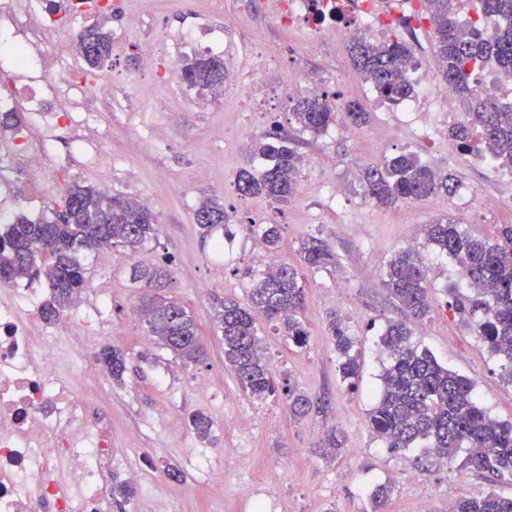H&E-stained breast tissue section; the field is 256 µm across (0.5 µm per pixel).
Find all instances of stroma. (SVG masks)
<instances>
[{"label":"stroma","mask_w":512,"mask_h":512,"mask_svg":"<svg viewBox=\"0 0 512 512\" xmlns=\"http://www.w3.org/2000/svg\"><path fill=\"white\" fill-rule=\"evenodd\" d=\"M124 2V11L97 18L105 29L126 33L103 70L112 83V104L88 123L58 122L50 149L59 162L51 174L59 191L47 201L58 208L69 186L94 187L102 180L110 183L112 195L155 201L156 240L133 255L111 248L106 265L97 254L82 255L87 283L72 312L96 339L59 345L68 365L97 366L107 346L126 356L123 383L101 375L89 407L109 428L117 472L142 475L133 497L116 503L113 512H253L269 481L278 493L268 512H371L369 490L388 480L395 484L389 512H410L421 495L430 512H448L449 502L491 487L511 497L512 481L492 486L483 475L460 473L457 465L425 456L423 449L385 448L372 435L367 416L382 370L378 338L388 321L403 316L381 274L397 250L414 246L428 255L431 268L430 311L415 328L417 341L440 363L474 381L492 417L512 423V383L504 380L500 360L489 353L472 321L449 310L454 267L423 235L426 224L445 217L472 236L494 239L499 225L512 224V171L462 163L447 125L429 141L405 127L400 113L378 111L348 41L325 42L298 55L303 35L284 28L257 0H224L221 16L209 13L203 0ZM129 12L144 15L142 28L126 30ZM228 14L250 18L252 33L225 29ZM204 23L225 29L224 65L242 80L256 69L270 90L296 79L327 93L337 106L356 100L372 114L356 140L330 131L295 133V147L307 164L299 173L304 191L290 202L243 197L235 189L252 140L273 122H286L287 101L272 98L258 106L244 83L230 95L189 86L174 72L185 57L174 45L162 49L153 72L140 70L152 28L175 36ZM403 152L422 158L434 153L461 187L493 197L495 210L480 215L465 204L439 207L431 200L378 205L366 194L360 172ZM332 182L345 188V203L337 209L324 195ZM207 197L223 204L235 235L231 249L220 254L202 239L195 221V210ZM254 223L280 225L279 261L297 263L302 241L312 236L336 255L335 266L305 274L307 346L289 345L264 326L275 392L262 400L242 391L225 368L224 347L213 328L224 300H244L242 271L264 265L262 243L250 229ZM164 262L172 273L165 294L194 316L207 346L204 363L185 366L158 348L133 312L141 290L131 279L132 267ZM333 312L358 340L361 371L353 390L338 376L327 333ZM290 387L314 402L304 418H294L288 408L284 393ZM197 411L213 422L208 437H198L190 427L189 417ZM331 432L343 446L327 455L322 441ZM217 479L224 485L219 498L210 492Z\"/></svg>","instance_id":"35a3bbf8"}]
</instances>
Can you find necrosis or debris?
<instances>
[{
    "label": "necrosis or debris",
    "mask_w": 512,
    "mask_h": 512,
    "mask_svg": "<svg viewBox=\"0 0 512 512\" xmlns=\"http://www.w3.org/2000/svg\"><path fill=\"white\" fill-rule=\"evenodd\" d=\"M418 0H266L289 30L321 40L360 34L377 42L389 25L415 33L411 6ZM97 0H0V25L20 32L16 65L33 73L25 84L0 73V113L30 116L15 150L0 158V191L11 189L22 170L38 193L47 190L52 168L46 123L72 119V100L81 98L85 116L108 105L112 87L81 69L74 37L62 36L60 16L76 20L97 15ZM409 80L413 93L398 109L433 129L439 99H452L439 83L434 56L418 54ZM35 297L27 288L0 291V512H112L110 487L116 476L108 431L89 419L86 395L98 378L84 365L60 373L46 348L51 339L81 338L71 317L52 330L35 323L29 308Z\"/></svg>",
    "instance_id": "necrosis-or-debris-1"
}]
</instances>
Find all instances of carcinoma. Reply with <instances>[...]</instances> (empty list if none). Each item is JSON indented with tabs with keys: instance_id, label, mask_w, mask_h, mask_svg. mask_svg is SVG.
Listing matches in <instances>:
<instances>
[{
	"instance_id": "cac0c4a2",
	"label": "carcinoma",
	"mask_w": 512,
	"mask_h": 512,
	"mask_svg": "<svg viewBox=\"0 0 512 512\" xmlns=\"http://www.w3.org/2000/svg\"><path fill=\"white\" fill-rule=\"evenodd\" d=\"M428 2L440 80L453 90L465 111L464 119L448 129V137L460 149L487 153L499 166L512 170V104L505 106L482 95L472 81L474 71L488 64L512 71V0H478L482 13L502 21L493 40L476 28L463 30L452 0ZM77 48L88 68L99 70L112 55L111 31L101 25L87 27ZM351 53L360 75L383 99L395 103L412 93L405 74L414 55L404 41L395 37L373 44L363 36L356 37ZM180 76L193 87L212 88L223 83L224 59L212 54L188 56L181 61ZM344 115L357 127L371 120V114L354 100L347 103ZM292 116L303 131L318 136L336 121L337 112L325 94L297 99ZM301 162L292 140L283 129L274 127L253 142L236 190L244 197L286 201L298 192ZM362 179L370 198L385 206L451 196L459 188L453 174L435 171L412 153L365 168ZM63 206L43 220L18 217L0 234V283L22 273L45 280L51 288L50 300L41 308L46 321L57 319L84 288L81 253L114 246L134 253L158 232L150 209L97 189L73 185L64 195ZM195 221L201 237L212 239L214 246L233 239L224 206L212 198L200 202ZM254 232L268 254L280 251V225L256 224ZM424 234L428 243L456 263L465 280L467 293L452 289L450 307L473 320L490 353L502 361L505 379L512 382V224L499 225L492 241L476 238L448 219L425 225ZM298 254V268L278 263L259 272L246 271L251 281L247 302L226 301L214 317V329L224 344V366L241 388L257 399L274 392L257 319L273 325L288 343L306 346L309 332L300 317L306 299L303 270H318L335 261V255L316 237L303 241ZM428 274L422 253L414 247L395 252L383 271L384 288L407 311V317L389 321L379 338L385 362L379 394L368 412L370 429L387 448H411L424 441L426 455L450 462L457 459L459 468L479 472L491 483L512 478V424L492 417L481 405L470 379L442 366L413 340L415 322L423 320L430 309ZM170 276V270L162 265L134 267L133 280L154 289L140 297L136 313L160 348L184 363H201L206 348L195 320L179 302L157 293L168 287ZM328 331L339 375L354 388L359 379L356 340L335 314L329 315ZM99 361L112 379L122 380L126 366L121 350L106 348ZM286 399L296 416L307 415L314 406L307 394L295 389H288ZM189 422L198 436L209 435L212 421L207 415L196 412ZM393 490L391 481L370 489L373 512H384ZM448 512H512V497L493 490L483 492L454 501Z\"/></svg>"
}]
</instances>
